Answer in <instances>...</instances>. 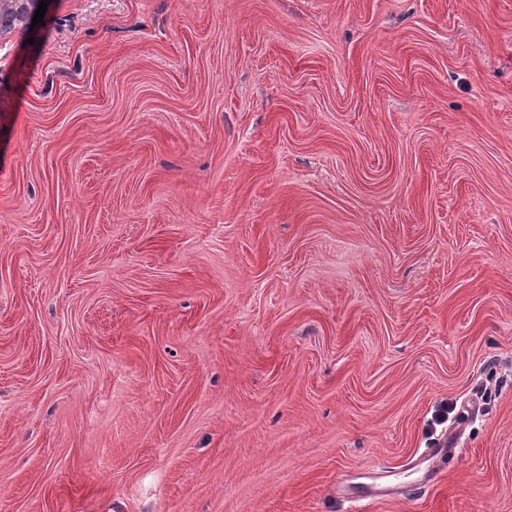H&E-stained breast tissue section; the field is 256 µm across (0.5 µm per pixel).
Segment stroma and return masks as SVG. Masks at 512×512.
Here are the masks:
<instances>
[{
	"instance_id": "1",
	"label": "stroma",
	"mask_w": 512,
	"mask_h": 512,
	"mask_svg": "<svg viewBox=\"0 0 512 512\" xmlns=\"http://www.w3.org/2000/svg\"><path fill=\"white\" fill-rule=\"evenodd\" d=\"M0 512H512V0L0 35Z\"/></svg>"
}]
</instances>
